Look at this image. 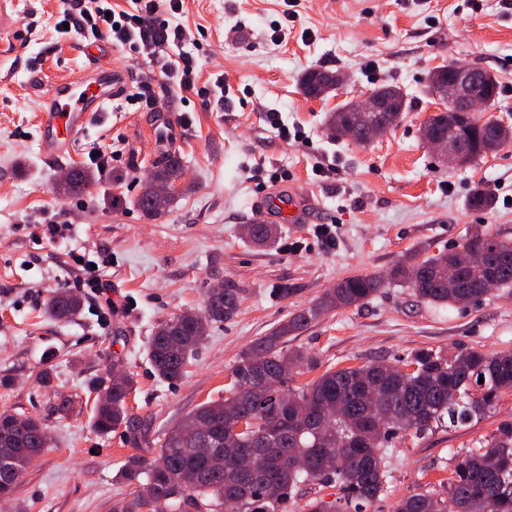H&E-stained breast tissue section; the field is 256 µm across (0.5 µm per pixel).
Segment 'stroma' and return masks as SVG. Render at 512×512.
<instances>
[{"instance_id": "1", "label": "stroma", "mask_w": 512, "mask_h": 512, "mask_svg": "<svg viewBox=\"0 0 512 512\" xmlns=\"http://www.w3.org/2000/svg\"><path fill=\"white\" fill-rule=\"evenodd\" d=\"M66 0H11L5 24L24 38L0 46V411L41 420L50 444L29 466L14 502L0 512H119L137 491L121 470L137 446L159 447L197 406L223 399L239 354L329 288L354 274L387 275L401 256L462 245L477 227L512 237V148L468 167L440 163L420 136L441 109L427 89L430 73L479 65L501 87L495 120L512 126V10L502 0H183L168 25H146L134 45L103 38L105 59L148 84L155 110L122 100L54 160L40 156L37 120L50 85L78 75L86 56L77 32L56 23ZM288 27L278 41L275 24ZM184 32L172 42V27ZM181 54L197 62L193 90L179 91L162 63ZM311 69L349 76L320 99L304 95ZM229 86L218 102L215 78ZM399 86L409 108L398 126L366 145L330 140L327 113L380 85ZM280 113L287 137L266 121ZM181 122L177 142L159 144L162 116ZM101 145L112 156L97 180L63 198L52 190L62 170L89 166ZM184 174L176 203L157 217L135 205L142 182L165 155ZM305 182L320 210L311 224H285L271 247L242 238L255 221L256 192ZM485 183L487 211L471 209V188ZM63 224L50 240L48 225ZM104 271L101 290L81 285L87 268ZM242 289L233 318L212 324L182 380L154 375L149 341L162 321L203 311L215 283ZM78 293L84 310L70 323L47 319L54 290ZM289 346L315 353L322 368L385 361L404 366L425 348L512 350V288L479 303L448 308L416 302L396 284L361 306L311 323ZM136 381L130 421L102 434L92 424L93 385L112 361ZM50 371V385L38 375ZM512 421V391L470 427L435 428L398 440L387 492L365 512H393L396 501L425 489L444 492L452 453L480 448L499 423Z\"/></svg>"}]
</instances>
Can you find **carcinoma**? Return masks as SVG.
Instances as JSON below:
<instances>
[{"label": "carcinoma", "instance_id": "carcinoma-1", "mask_svg": "<svg viewBox=\"0 0 512 512\" xmlns=\"http://www.w3.org/2000/svg\"><path fill=\"white\" fill-rule=\"evenodd\" d=\"M341 85L339 73L312 69L301 77L306 95L332 93ZM500 96L496 78L483 70L459 82L453 97L468 90ZM380 97L406 110L401 88L378 87ZM358 112H330L326 132L343 139L349 128L361 130ZM448 136V144L466 167L488 154L512 146V127L492 120L470 119L448 108L432 116L422 128L423 139L434 133ZM181 158L168 155L142 184L137 197L140 210L152 217L168 211L175 201L156 204V187L181 179ZM96 180V173L75 167L70 178L58 181L53 192L61 197ZM492 193L482 184L473 187L469 206L485 210ZM275 224H246L242 236L258 247L275 241ZM466 244L486 254V265L470 270L457 265L452 249L420 257L406 253L388 274L412 290L420 302L455 307L469 294L481 299L495 288L512 286V238L490 230L473 233ZM384 278L356 274L342 279L309 307L301 309L255 339L232 370V387L224 400L204 403L187 413L147 458L132 454L121 476L139 490L121 512H145L152 500L163 499L172 512H285L294 488L302 480L336 485L338 496L305 504L306 512H364L365 504L386 492L392 440L403 432L422 436L443 424L460 427L483 419L495 409L500 394L512 390V351L486 353L459 350L447 357L432 349L411 354L404 370L386 362H373L337 371L325 370L309 384L295 387L282 373L312 372L321 367L316 354L288 347V337L337 308L359 305L383 287ZM241 290L206 291L203 312L187 311L160 323L149 344L156 374L176 381L194 352L207 339L210 326L234 317ZM81 297L59 289L44 304V313L56 321L81 315ZM484 382H479V379ZM127 375L115 382L101 377L95 384L97 400L93 425L107 434L129 422L127 399L134 390ZM244 428H236L237 423ZM47 431L31 416L0 412V500L9 501L27 470L31 457L47 445ZM210 448L212 454L196 453ZM394 512H512V421H503L482 449L455 455L446 496L423 490L399 500Z\"/></svg>", "mask_w": 512, "mask_h": 512}]
</instances>
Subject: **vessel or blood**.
I'll list each match as a JSON object with an SVG mask.
<instances>
[{
	"label": "vessel or blood",
	"instance_id": "obj_1",
	"mask_svg": "<svg viewBox=\"0 0 512 512\" xmlns=\"http://www.w3.org/2000/svg\"><path fill=\"white\" fill-rule=\"evenodd\" d=\"M131 78L129 71L104 67L92 56L78 76L53 86L39 113L38 147L42 157H56L82 136L112 103L125 97ZM253 207L269 221L285 218L303 223L319 209L308 189L297 181L289 183L287 193L267 191L256 196Z\"/></svg>",
	"mask_w": 512,
	"mask_h": 512
}]
</instances>
